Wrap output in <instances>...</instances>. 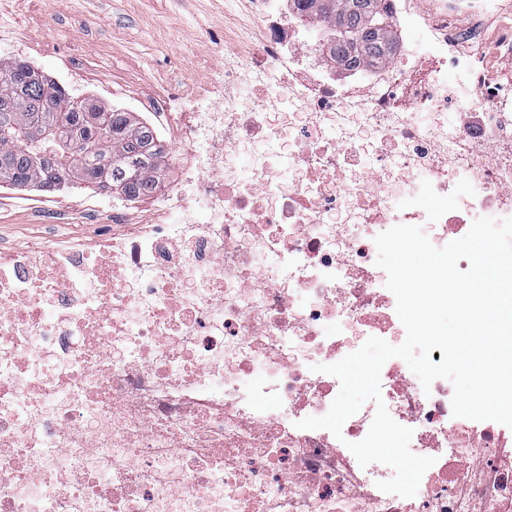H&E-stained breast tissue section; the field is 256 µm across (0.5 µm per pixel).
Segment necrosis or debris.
<instances>
[{"mask_svg":"<svg viewBox=\"0 0 512 512\" xmlns=\"http://www.w3.org/2000/svg\"><path fill=\"white\" fill-rule=\"evenodd\" d=\"M380 6L426 50L338 74L321 21L251 0L263 33L222 81L141 102L179 184L111 201L101 250L0 249V512H512V429L402 359L340 434L300 426L340 389L314 365L406 334L378 234L512 217V86L477 51L497 0ZM381 403L434 459L410 498L350 450Z\"/></svg>","mask_w":512,"mask_h":512,"instance_id":"4bbe7bcc","label":"necrosis or debris"}]
</instances>
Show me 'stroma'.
Here are the masks:
<instances>
[{"instance_id": "obj_1", "label": "stroma", "mask_w": 512, "mask_h": 512, "mask_svg": "<svg viewBox=\"0 0 512 512\" xmlns=\"http://www.w3.org/2000/svg\"><path fill=\"white\" fill-rule=\"evenodd\" d=\"M244 18L225 0H0V65L17 60L25 43L27 63L75 100L112 108L113 89L130 83L144 95L158 84L219 80L224 49L240 46ZM77 69L91 75L86 86L71 84ZM110 196L84 184L53 194L0 187V244L23 252L35 238L111 235L95 221Z\"/></svg>"}]
</instances>
